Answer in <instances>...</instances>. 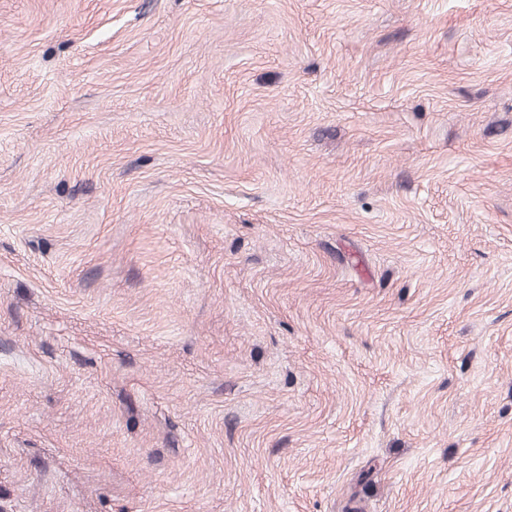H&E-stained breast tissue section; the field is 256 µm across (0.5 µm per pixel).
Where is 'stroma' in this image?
Returning <instances> with one entry per match:
<instances>
[{
	"label": "stroma",
	"mask_w": 512,
	"mask_h": 512,
	"mask_svg": "<svg viewBox=\"0 0 512 512\" xmlns=\"http://www.w3.org/2000/svg\"><path fill=\"white\" fill-rule=\"evenodd\" d=\"M0 512H512V0H0Z\"/></svg>",
	"instance_id": "1"
}]
</instances>
